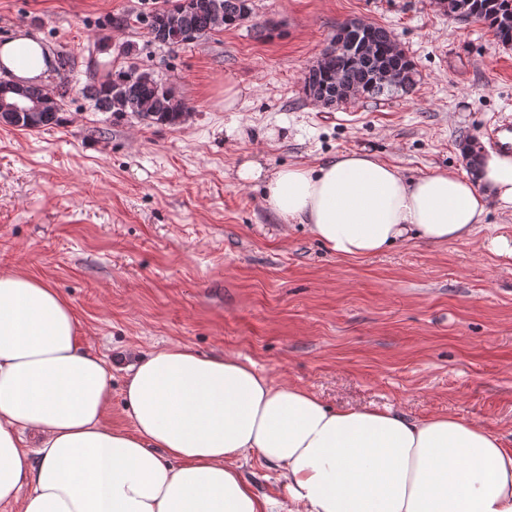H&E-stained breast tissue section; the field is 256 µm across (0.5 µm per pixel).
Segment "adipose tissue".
I'll return each mask as SVG.
<instances>
[{"mask_svg": "<svg viewBox=\"0 0 512 512\" xmlns=\"http://www.w3.org/2000/svg\"><path fill=\"white\" fill-rule=\"evenodd\" d=\"M18 79L46 69L34 38L0 44ZM285 223L331 253L363 258L412 238L470 239L490 208H512V154L482 149L474 175L399 167L346 151L317 167L247 161ZM130 420L107 415L112 363L79 334L51 285L0 274V512H273L242 473L252 458L278 473L289 512H512V449L453 415L328 407L255 363L165 347L126 368Z\"/></svg>", "mask_w": 512, "mask_h": 512, "instance_id": "obj_1", "label": "adipose tissue"}]
</instances>
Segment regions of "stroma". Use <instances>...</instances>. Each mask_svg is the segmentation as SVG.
Returning <instances> with one entry per match:
<instances>
[{"label": "stroma", "mask_w": 512, "mask_h": 512, "mask_svg": "<svg viewBox=\"0 0 512 512\" xmlns=\"http://www.w3.org/2000/svg\"><path fill=\"white\" fill-rule=\"evenodd\" d=\"M251 7L169 47L144 23L156 0H0V43L48 50L35 83L64 117L0 124V273L56 288L106 359L171 345L234 354L331 407L452 414L512 448V258L486 246L512 236V210L491 209L466 242L340 259L235 177L247 160L314 165L343 151L410 177L466 172V145L498 148L488 128L512 122V45L435 0ZM348 19L388 29L415 64L413 92L334 107L304 94L306 68ZM132 65L173 87L191 123L116 119L84 97L89 76Z\"/></svg>", "instance_id": "1"}]
</instances>
